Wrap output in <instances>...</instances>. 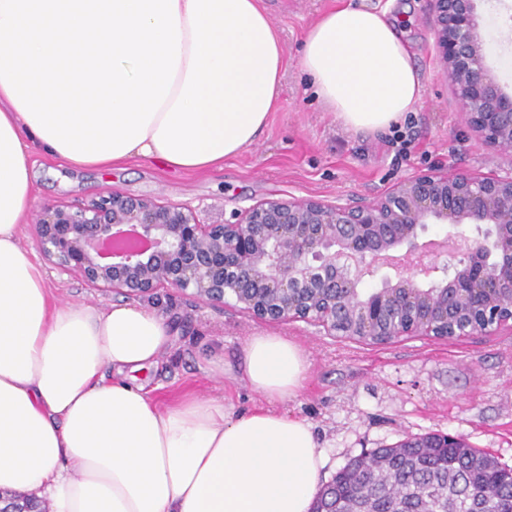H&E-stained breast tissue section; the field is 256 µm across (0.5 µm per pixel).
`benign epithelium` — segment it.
Segmentation results:
<instances>
[{"mask_svg": "<svg viewBox=\"0 0 512 512\" xmlns=\"http://www.w3.org/2000/svg\"><path fill=\"white\" fill-rule=\"evenodd\" d=\"M443 73L467 127L512 153V89L487 64L480 0H429ZM204 224L185 205L108 191L48 205L34 235L63 273L135 299L161 289L206 303L227 296L257 321H307L332 336L386 344L512 329V178L421 171L369 202L266 199ZM448 225L442 263L422 251ZM402 250L406 261L362 288Z\"/></svg>", "mask_w": 512, "mask_h": 512, "instance_id": "benign-epithelium-1", "label": "benign epithelium"}]
</instances>
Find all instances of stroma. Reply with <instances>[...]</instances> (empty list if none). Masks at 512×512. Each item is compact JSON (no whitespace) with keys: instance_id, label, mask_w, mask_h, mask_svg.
Returning <instances> with one entry per match:
<instances>
[{"instance_id":"1","label":"stroma","mask_w":512,"mask_h":512,"mask_svg":"<svg viewBox=\"0 0 512 512\" xmlns=\"http://www.w3.org/2000/svg\"><path fill=\"white\" fill-rule=\"evenodd\" d=\"M285 53L281 106L258 142L223 168L183 174L139 160L101 173L76 171L33 156L32 210L44 204L86 202L112 189L126 195L194 209L207 224L267 198L316 197L331 201L373 200L400 180L438 169L464 175L512 177V155L494 150L470 131L451 85L443 76L428 20V0H396L407 10L406 39L423 84V98L405 122L407 153L392 144V131L354 132L342 126L306 88L298 53L309 27L337 0H263ZM488 64L512 86V0H482ZM22 244L45 270L56 302L92 305L117 301L115 293L87 288L59 274L42 253L30 224ZM150 307L164 315L174 346L146 374L161 405L182 395L220 397L231 413L262 405L240 380L243 347L264 331L233 298L206 304L191 295L159 291ZM273 333L299 344L309 369L302 390L275 408L314 427L328 462L329 483L350 459L429 434H451L512 467V330L474 334L458 341L404 336L384 345L326 335L293 321ZM223 359L226 372L212 374L209 360Z\"/></svg>"}]
</instances>
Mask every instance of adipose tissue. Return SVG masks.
<instances>
[{
	"instance_id": "adipose-tissue-1",
	"label": "adipose tissue",
	"mask_w": 512,
	"mask_h": 512,
	"mask_svg": "<svg viewBox=\"0 0 512 512\" xmlns=\"http://www.w3.org/2000/svg\"><path fill=\"white\" fill-rule=\"evenodd\" d=\"M388 14L341 0L302 42L313 96L347 129H388L422 99ZM284 68L261 0H0V491L49 512H311L324 452L273 409L302 389L303 349L248 339L242 375L264 406L160 407L140 376L173 347L165 317L53 302L21 242L32 149L101 171L220 167L279 109Z\"/></svg>"
}]
</instances>
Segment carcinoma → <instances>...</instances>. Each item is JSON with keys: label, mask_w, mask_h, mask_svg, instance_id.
I'll list each match as a JSON object with an SVG mask.
<instances>
[{"label": "carcinoma", "mask_w": 512, "mask_h": 512, "mask_svg": "<svg viewBox=\"0 0 512 512\" xmlns=\"http://www.w3.org/2000/svg\"><path fill=\"white\" fill-rule=\"evenodd\" d=\"M430 435L350 460L320 497L334 512H512V469L492 455Z\"/></svg>", "instance_id": "carcinoma-1"}]
</instances>
